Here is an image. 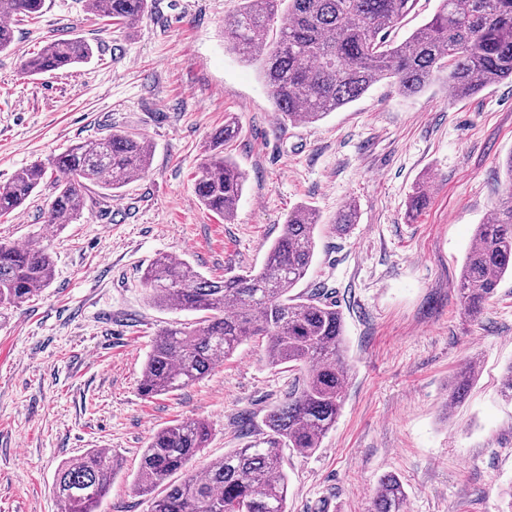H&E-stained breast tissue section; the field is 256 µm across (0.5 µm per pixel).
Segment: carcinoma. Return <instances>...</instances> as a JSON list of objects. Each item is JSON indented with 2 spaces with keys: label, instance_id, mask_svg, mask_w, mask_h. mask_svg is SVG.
<instances>
[{
  "label": "carcinoma",
  "instance_id": "1",
  "mask_svg": "<svg viewBox=\"0 0 512 512\" xmlns=\"http://www.w3.org/2000/svg\"><path fill=\"white\" fill-rule=\"evenodd\" d=\"M418 0H240L224 19L229 49L260 65L279 119L313 124L359 99L371 87L392 81L413 96L441 82L455 96L468 97L512 79V0H438L433 16L400 42L388 40ZM150 0H86L87 11L128 28L149 11ZM44 0H0V52L14 42L12 21L33 19ZM91 45L78 37L51 39L22 62L30 75L86 63ZM239 133L230 116L211 138L195 183L199 201L230 220L246 177L224 155V143ZM153 146L134 132L115 131L76 143L35 161L0 184V217L25 204L54 175L45 223L62 226L81 215L94 186L118 191L143 178ZM505 195L492 221L476 225L457 282L462 313L479 318L500 282L512 275V153L504 163ZM357 222L354 204L336 213L342 232ZM321 216L309 205L296 207L257 271L208 279L185 260L158 256L144 271L142 286L152 305L202 313L195 326L169 327L156 336L142 372L140 391L152 398L181 390L212 371L254 336L266 338L265 360L286 365L298 377L288 396L269 410V438L235 448L198 471L189 463L206 447L202 420L176 421L153 434L134 478L137 493L149 496L148 512H288V477L281 448L309 456L336 424L352 367L346 360L342 313L325 287L293 293L313 263ZM53 279L49 247L0 242V310L17 308ZM474 376L468 362L456 374L448 406L464 401ZM185 471L177 484L167 480ZM119 472L114 456L98 448L58 470L54 492L60 512H98ZM164 486V494L152 496ZM407 493L393 473L380 476L371 512H404Z\"/></svg>",
  "mask_w": 512,
  "mask_h": 512
}]
</instances>
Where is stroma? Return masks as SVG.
Here are the masks:
<instances>
[{
  "instance_id": "obj_1",
  "label": "stroma",
  "mask_w": 512,
  "mask_h": 512,
  "mask_svg": "<svg viewBox=\"0 0 512 512\" xmlns=\"http://www.w3.org/2000/svg\"><path fill=\"white\" fill-rule=\"evenodd\" d=\"M240 0H152L134 27L92 17L85 0H45L0 53V183L36 160L115 130L153 145L147 175L118 193L93 190L75 222H44L49 185L10 218L0 240L41 242L49 287L0 317V512H58L54 478L90 448L122 468L100 512H147L133 489L150 437L173 421L208 422L190 467L266 437L265 414L294 376L266 365L253 337L194 384L147 398L139 385L157 333L195 312L148 303L140 277L161 254L212 279L259 269L289 213L323 219L301 293L325 285L343 314L352 377L335 427L312 455L284 451L288 512H369L379 477L404 483L406 512H500L512 485V277L483 318L466 320L457 281L477 224L505 192L512 81L460 100L440 82L407 97L384 81L314 124H282L258 65L224 46ZM90 43L89 63L27 75L51 39ZM225 149L246 174L233 220L195 194L199 167L227 116ZM428 194L408 217L417 184ZM358 222L336 233L337 210ZM474 360L466 400L445 412L457 368Z\"/></svg>"
}]
</instances>
